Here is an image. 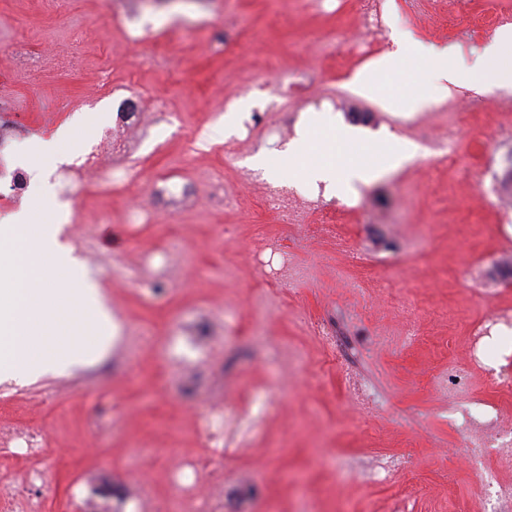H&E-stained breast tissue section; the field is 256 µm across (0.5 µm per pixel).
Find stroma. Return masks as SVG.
Masks as SVG:
<instances>
[{
	"mask_svg": "<svg viewBox=\"0 0 512 512\" xmlns=\"http://www.w3.org/2000/svg\"><path fill=\"white\" fill-rule=\"evenodd\" d=\"M400 27L460 61L512 0H389ZM354 0H0V221L33 206L10 181L41 177L44 222L112 311L106 354L72 375L0 385V426L40 434L0 447V489L45 512H178L171 485L220 493V512H471L475 473L438 377L512 421V387L469 354L474 328L512 313V90L460 88L410 115L357 95ZM258 79L293 83L279 112ZM250 106L222 141L214 126ZM345 126L418 144L412 163L331 199L307 224L260 205L259 150L283 149L316 100ZM119 152L61 201L55 174L121 120ZM77 120L57 161L24 157ZM282 122L280 137L264 136ZM452 134L450 159L431 138ZM273 241L278 253L259 252ZM226 414L210 441L208 403ZM48 466L47 478L29 482Z\"/></svg>",
	"mask_w": 512,
	"mask_h": 512,
	"instance_id": "35a3bbf8",
	"label": "stroma"
}]
</instances>
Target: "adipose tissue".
Wrapping results in <instances>:
<instances>
[{
    "label": "adipose tissue",
    "instance_id": "obj_1",
    "mask_svg": "<svg viewBox=\"0 0 512 512\" xmlns=\"http://www.w3.org/2000/svg\"><path fill=\"white\" fill-rule=\"evenodd\" d=\"M393 47L354 73L351 83L380 104L419 112L445 101L453 89L479 93L512 89V27L496 31L466 65L454 52L421 40L407 30L391 35ZM420 154L414 143L386 133L367 145L355 130L337 125L328 115L308 117L297 138L278 153L261 151L249 160L267 179L296 186L323 185L341 195L355 185L379 179L405 166Z\"/></svg>",
    "mask_w": 512,
    "mask_h": 512
}]
</instances>
